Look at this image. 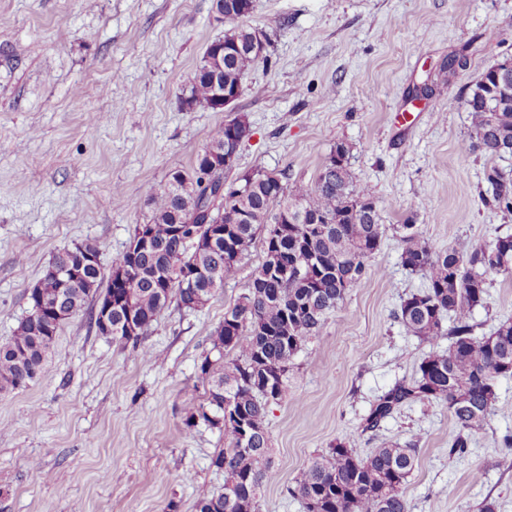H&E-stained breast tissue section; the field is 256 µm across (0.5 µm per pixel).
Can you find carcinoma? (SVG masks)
Here are the masks:
<instances>
[{
    "label": "carcinoma",
    "mask_w": 512,
    "mask_h": 512,
    "mask_svg": "<svg viewBox=\"0 0 512 512\" xmlns=\"http://www.w3.org/2000/svg\"><path fill=\"white\" fill-rule=\"evenodd\" d=\"M245 15L226 12L224 41L245 46L252 29ZM255 57L241 54L224 63V86L242 81ZM488 68L461 98L471 116L462 149L489 160L512 157V88L502 89ZM190 107L212 108L214 87L207 59L188 78ZM351 147L335 144L311 186L283 183L282 173L261 170L237 175L242 194L217 196L201 186L197 169L175 170L151 197L149 246L132 256L123 251L109 273L91 268L67 288L55 280L38 282L40 297H28L30 311L9 341L0 344V390L22 389L39 379L57 333L67 320L86 314L94 320L99 295L112 286L115 343H138L171 302L187 310L206 305L235 279L245 252L263 235L264 259L251 283L211 336L198 370L208 382L203 402L188 408L187 431L201 424L224 430L225 448L211 459L224 472V489L198 493L196 512H257L263 483L275 474L262 467L269 450L265 419L286 392V374L303 344L318 335L326 316L368 272L385 231L374 190L354 180ZM490 207L512 212V175L491 166ZM401 263L427 280L426 288L402 300L397 321L432 345L450 337L418 366L415 380L396 383L381 395L367 419L379 427L408 402L448 408L456 435L450 453L463 454L471 436L495 412L496 381L512 376V320L489 335L473 336V311L484 304L489 277L512 273V236L465 250L437 251L405 224ZM199 270L194 283L186 271ZM61 318L52 313L57 297ZM453 325L445 329V317ZM134 321L139 332L124 328ZM235 357L225 360L227 353ZM417 442H385L365 458L342 442L313 457L290 489L305 512H409L405 487L418 460Z\"/></svg>",
    "instance_id": "carcinoma-1"
}]
</instances>
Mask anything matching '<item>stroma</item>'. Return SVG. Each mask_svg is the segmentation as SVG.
Listing matches in <instances>:
<instances>
[{"instance_id":"1","label":"stroma","mask_w":512,"mask_h":512,"mask_svg":"<svg viewBox=\"0 0 512 512\" xmlns=\"http://www.w3.org/2000/svg\"><path fill=\"white\" fill-rule=\"evenodd\" d=\"M244 25L271 45L246 71L234 113L252 134L236 170L314 183L336 142L358 184L376 191L386 227L368 275L294 357L266 419L273 481L257 512H304L289 487L313 456L342 442L367 456L419 442L410 512H512V377L465 456L451 454L446 407L407 403L368 430L379 396L415 377L432 349L395 320L425 286L400 259L402 227L438 250L512 235V213L485 205L489 162L460 151L471 125L461 95L512 55V0H254ZM224 27L213 0H0V343L29 311L28 291L55 253L86 242L103 269L152 214L173 170H191L231 114L186 109L182 89ZM465 64L447 81L449 56ZM429 86L428 97H414ZM137 201L114 204L115 189ZM263 259L254 243L236 279L203 308L170 303L140 346L58 332L40 379L0 391V512H195L219 491L211 467L223 430L186 432L208 385L197 366L224 312ZM512 320V275L493 276L473 312L476 336Z\"/></svg>"}]
</instances>
